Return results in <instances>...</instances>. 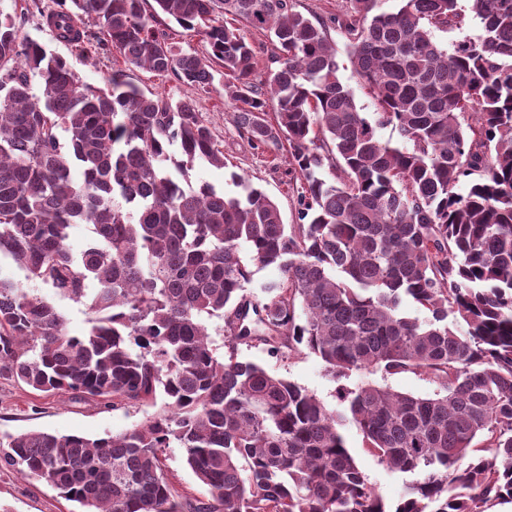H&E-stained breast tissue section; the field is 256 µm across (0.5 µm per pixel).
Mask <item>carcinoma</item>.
I'll return each mask as SVG.
<instances>
[{"instance_id":"obj_1","label":"carcinoma","mask_w":512,"mask_h":512,"mask_svg":"<svg viewBox=\"0 0 512 512\" xmlns=\"http://www.w3.org/2000/svg\"><path fill=\"white\" fill-rule=\"evenodd\" d=\"M154 2L148 14L145 0H58L41 24L81 55L108 44L130 68L203 91L222 68L240 136L288 142L296 219L235 172L236 195L184 182L196 161L224 167L192 100L147 95L119 72L85 84L0 10V257L51 292L0 272V377L155 408L95 438L1 434L0 470L78 512H488L512 499V0H402L395 12L351 0L333 22L372 118L339 76L326 24L293 0ZM161 14L206 54L169 42ZM472 18L482 33L452 52L432 40ZM249 27L277 49L261 84ZM382 126L404 147L382 141ZM77 224L89 236L75 252ZM252 263L281 271L260 298L246 293ZM54 297L84 307L83 335L68 334ZM405 297L426 317L405 316ZM256 344L281 359L306 349L332 378L364 379L329 409L238 358ZM378 372L435 390L367 379ZM346 425L387 469L417 475L394 510L348 450ZM170 448L206 494L179 487ZM380 385L388 386L393 390L410 393L417 396L432 394L435 386L420 379L412 373H400L396 375H382L380 372L367 377Z\"/></svg>"}]
</instances>
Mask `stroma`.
Returning a JSON list of instances; mask_svg holds the SVG:
<instances>
[{
  "label": "stroma",
  "mask_w": 512,
  "mask_h": 512,
  "mask_svg": "<svg viewBox=\"0 0 512 512\" xmlns=\"http://www.w3.org/2000/svg\"><path fill=\"white\" fill-rule=\"evenodd\" d=\"M55 3L56 0H0V9L10 12L22 8L28 17L22 28L24 36L65 58L84 82L103 86L114 70L124 69L122 58L116 51L107 50L86 59L70 45L55 40L48 29L37 23L40 12L54 8ZM124 71L126 80L144 92L174 99H193L215 139L223 146L224 167L195 163L189 172L192 184L210 183L233 195L237 188L231 175L235 172L242 174L275 201L284 223H294V196L290 186L293 175L288 163L272 167L267 149L253 147L239 138L233 123L235 108L224 101L223 83H216L212 90L205 92L172 75L159 76L140 69ZM239 356L305 387L332 409L338 405L336 391L340 384L345 382L352 386L361 380L356 373L344 382L331 378L321 359L306 351L275 359L268 356L263 347L256 346L240 348ZM147 415L144 409L128 413L93 403H74L61 396H39L26 386L0 379V433L40 430L96 437L128 429ZM343 435L350 453L386 504L396 506L405 485L412 481V474L388 471L366 452L363 437L356 428H344ZM76 509L75 503L59 497L50 487L16 472L0 470V512H76Z\"/></svg>",
  "instance_id": "stroma-1"
}]
</instances>
